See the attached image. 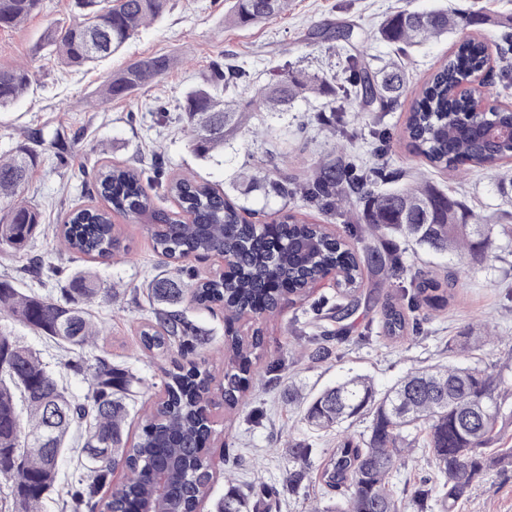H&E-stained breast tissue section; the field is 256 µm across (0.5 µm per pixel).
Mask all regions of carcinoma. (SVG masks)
<instances>
[{
    "label": "carcinoma",
    "mask_w": 512,
    "mask_h": 512,
    "mask_svg": "<svg viewBox=\"0 0 512 512\" xmlns=\"http://www.w3.org/2000/svg\"><path fill=\"white\" fill-rule=\"evenodd\" d=\"M167 0H75L81 10L78 22L50 27L44 44L53 47L68 68L97 65L117 53L143 23L160 18ZM42 0H0V27L16 28L36 15ZM288 0H233L229 21L247 27L283 13ZM501 25L487 15L460 14L439 8L429 12L401 10L390 14L378 28L382 40L403 54L431 38L454 35L478 25ZM512 53V34L491 43L488 37H469L421 84L407 113L404 137L412 151L440 169L466 165L495 169L512 157V142L495 139L476 127L470 116L473 98L484 94L480 79L490 64L491 50ZM165 56L139 61L113 76L105 85V99L124 96L169 69ZM345 83L336 75L307 76L283 70L279 78L256 98L229 104L224 94L246 76L244 68L224 67V73L185 96L183 112L194 154L213 158L224 150V133L238 124L239 114L256 107H279L307 98L309 93L339 95L353 100L357 112H388L405 91L409 78L404 63L394 60L369 71L355 55H347ZM31 72L23 66L0 67V111L12 106L28 90ZM490 119L498 126L512 125V106L494 104ZM39 163V155L21 146L0 159V253L26 259L25 271L39 276L51 268L41 255L29 254L41 230V213L16 199ZM143 173L132 168L106 166L95 178L97 195L106 208L73 210L57 233V241L78 262L86 257L106 259L119 244L111 213L148 221L155 250L165 268L148 282L153 302L152 324L141 332L144 348L159 352L177 348L189 354L209 343L187 316L189 303H221L224 321L232 324L244 310L255 316H272L281 310V289L304 297L307 279L335 268L344 273L338 288L340 302L331 318L348 317L359 302L364 270L390 275L403 269L399 256L372 246L355 247L358 235L331 238L318 224L286 214L281 224H247L240 208L224 193L205 182L175 177L167 185L181 212L155 207L142 183ZM396 183L399 174L385 167L365 170L355 164L321 166L304 188V197L321 209H332L336 199H346L358 209L360 219L373 231L411 238L436 252H454L459 258L482 259L492 249L493 224L475 219L462 201L433 186H399L386 193L375 190L377 180ZM229 254L235 263L233 277L195 278L183 262L191 258ZM448 289L421 271L410 275L401 298H388L380 308L384 336L400 341L418 334L429 312L441 311L454 297L457 277L446 276ZM116 292L103 288L97 275L78 267L56 294L25 292L10 279H0V312L24 324L46 342L73 353L93 343L99 335L89 304L101 297L110 301ZM491 337L465 328L448 346V362L408 372L390 389L378 391L371 378L354 374L327 387L305 402L304 420L315 431L339 429L360 417L369 419L367 432L343 435L322 466L324 485L338 492L336 502L311 512H425L432 499L441 512L470 498L487 472L499 464H512V448H490L500 434L504 408L512 389L503 387L498 373L465 361L470 351ZM261 338L242 342L224 340L226 367L218 390L224 405L233 409L245 397L253 373V359ZM66 366L76 374L90 375L84 398H74L44 363L41 352L0 334V485L7 492L4 504L11 512H40L54 488L59 459L69 448L71 428L86 424L81 445L83 472L71 483L66 507L70 512H121L135 501L154 499L156 512H186L207 492L211 471L203 444L212 433L203 395L214 376L198 364L168 374L165 399L154 404L148 421L132 446L123 444L129 405L137 399L140 378L107 356L91 364L70 359ZM424 433V447L437 473L434 486H418L404 505L395 496L390 479L404 454L412 451V431ZM311 450L303 440L288 442L294 470L290 481L309 470ZM161 461L174 463L173 481L163 496L152 497L150 475ZM121 464L127 472L126 488L107 499L97 498L110 467ZM216 512H249L246 494L227 478L224 497Z\"/></svg>",
    "instance_id": "carcinoma-1"
}]
</instances>
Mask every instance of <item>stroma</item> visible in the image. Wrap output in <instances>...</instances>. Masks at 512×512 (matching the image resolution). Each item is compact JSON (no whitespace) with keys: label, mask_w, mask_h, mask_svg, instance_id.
<instances>
[{"label":"stroma","mask_w":512,"mask_h":512,"mask_svg":"<svg viewBox=\"0 0 512 512\" xmlns=\"http://www.w3.org/2000/svg\"><path fill=\"white\" fill-rule=\"evenodd\" d=\"M231 4L232 0H168L160 20L140 26L111 59L79 70L64 67L50 49L39 46L47 28L76 20L73 0H43L41 12L24 25L0 29V65L21 64L34 75L27 93L0 112V156L27 143L29 134L38 135L39 164L18 198L41 211V231L30 251L53 266L39 281L27 275L24 259L4 253L0 254L1 278L41 294L65 284L76 264L61 251L55 227L72 209L101 206V199L85 194L82 186L96 170L110 165L143 169L144 185L158 208H177L164 190L170 178L193 176L223 189L248 222L269 224L290 212L337 234L354 224L367 244L399 253L405 268L444 278L455 266L456 255L429 251L401 236L370 234L356 211L344 204L325 211L298 195L284 200L249 186L250 179L272 172L301 183L320 165L368 158L377 144L374 132L378 129L389 136L388 168L401 173L404 182L434 185L452 193L487 223L512 226V194L499 192L497 173L437 171L416 157L402 138L413 89L450 53L452 42L447 38L429 40L405 57L410 90L391 111L376 113L371 120L352 111L332 113V98L315 95L295 101L285 112L244 113L238 128L228 133L223 152L204 161L192 152L179 118L186 93L216 68L245 66V82L229 95L237 102L274 82L279 71L290 65L309 75L341 73L345 53L329 38L338 26L358 29L362 39L356 51L375 69L395 55L391 46L376 38L388 14L445 7L507 18L512 17V0H288L282 14L251 27L227 23ZM151 56L169 57L172 64L129 95L101 100L100 91L111 76ZM156 158L161 168L153 167ZM112 221L122 232L125 252L107 261L88 258L84 264L96 271L104 287L115 288L118 294L112 301L92 304L102 333L84 356L90 360L106 355L128 366L143 381L139 401L152 402L161 395L167 373L187 359L175 350L158 355L142 349L139 332L152 311L145 286L160 272L162 258L142 222L118 213ZM403 282V276H393L379 287L373 275H366L357 313L340 324L329 319L314 324L308 315L312 302L335 299L336 286L330 281L314 289L308 300L288 298L278 316L236 323L242 335L260 331L264 347L246 405L231 417L222 400H215L211 408L214 433L207 455L213 480L198 512H214L229 475L248 495L251 512H310L317 501L328 500V490L314 474L296 491L288 489V440L308 442L311 460L317 465L336 446L335 433L310 430L300 409L288 406L283 398L288 387L314 394L347 374L360 373L369 375L378 389H387L411 370L447 361L449 343L464 328L478 323L488 326L495 341L472 351L469 363L501 374L512 386V235L499 234L486 260L466 262L453 300L427 321L424 333L393 342L381 337L377 317L382 302L396 294ZM187 314L210 338L192 359L222 374L221 347L227 327L221 306L206 309L192 304ZM0 331L41 350L50 368L66 380L71 394L83 398L88 383L65 367L64 353L9 315H0ZM315 342L329 347L330 359L310 358ZM456 512H512V468L489 471L470 501L459 504Z\"/></svg>","instance_id":"obj_1"}]
</instances>
